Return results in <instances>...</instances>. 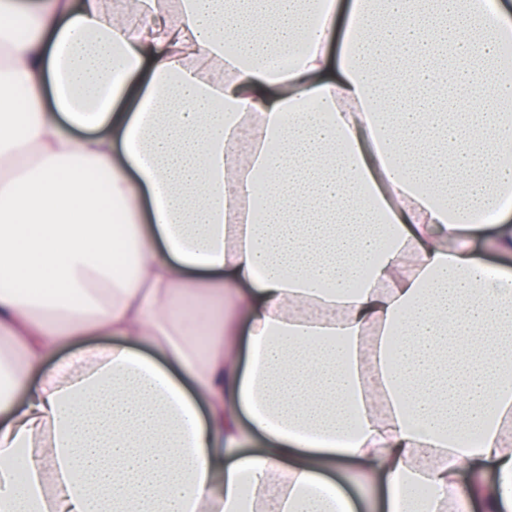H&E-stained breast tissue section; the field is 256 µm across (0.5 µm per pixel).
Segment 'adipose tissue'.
<instances>
[{
  "mask_svg": "<svg viewBox=\"0 0 512 512\" xmlns=\"http://www.w3.org/2000/svg\"><path fill=\"white\" fill-rule=\"evenodd\" d=\"M3 35L0 512H354L345 460L384 512H512L501 0H0ZM347 476H350L348 479ZM341 477L345 480L347 487L359 498L366 499L377 507L381 500V489L378 485H369L368 478L365 475L364 467L357 463H347L341 472Z\"/></svg>",
  "mask_w": 512,
  "mask_h": 512,
  "instance_id": "1",
  "label": "adipose tissue"
}]
</instances>
